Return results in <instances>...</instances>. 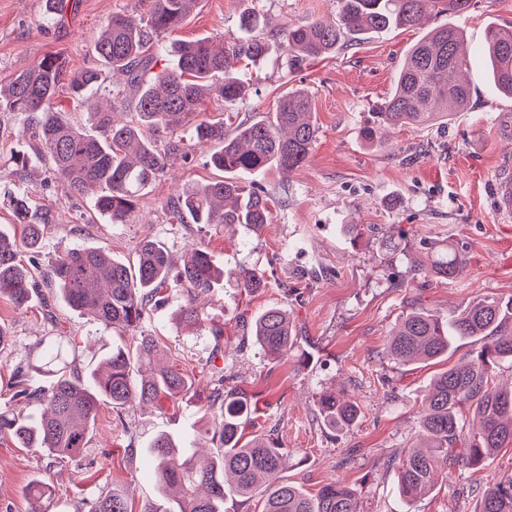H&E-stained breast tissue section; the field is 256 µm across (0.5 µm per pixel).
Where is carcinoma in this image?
Here are the masks:
<instances>
[{
  "label": "carcinoma",
  "mask_w": 512,
  "mask_h": 512,
  "mask_svg": "<svg viewBox=\"0 0 512 512\" xmlns=\"http://www.w3.org/2000/svg\"><path fill=\"white\" fill-rule=\"evenodd\" d=\"M198 0H155L145 18L115 15L102 25L94 55L114 72L127 75L134 88L135 120L112 123V113L100 111L106 94L123 100V91L109 88L102 71L87 68L75 74L69 94L87 106L103 131L93 137L55 99L64 70L59 55L48 54L15 75L0 88V106L26 117L35 140L34 152L50 166L66 197L92 199L95 209L113 224H128L137 215L140 198L177 156L188 158L180 131L207 96L229 108L242 100L243 81L234 76L242 63L256 64L269 51L256 34L259 17L240 19L246 34L230 47L217 48L207 40L174 43L167 52L173 67L152 73L151 46L179 28ZM472 0H338L336 18L290 23L278 33L287 53V67L299 68L325 58L347 39L373 32L411 28L432 15H464ZM486 48L492 80L512 97V28L491 26ZM467 52L463 33L443 25L429 31L408 53L394 86L377 106L373 122L360 129L368 143L379 139L385 125L423 126L449 121L464 111L471 86L464 76ZM309 93L288 92L272 115L238 125L232 132L219 122L194 125L190 140L206 153L207 162L224 177L203 186H188L170 202L172 219L189 215L196 224L269 223V200L250 178L271 168L292 171L308 159L318 135ZM22 225L28 252L41 248L48 218L32 220L28 202L18 196L4 200ZM463 267L460 255L437 250L423 272L441 279L455 278ZM224 272L214 266L204 248H196L174 267L172 255L155 240L141 242L135 262L112 258L105 249L73 248L57 255L39 277L23 264L16 244L0 232V294L12 304L27 307L40 288L59 294L63 303L106 329L137 331L162 303L165 295L183 292L188 299L179 309L178 324L200 322L202 309L193 295L215 287ZM247 295L267 287L264 270L251 268L231 274ZM44 337L31 369L47 377V384L29 388L22 376L13 382L14 404L0 410V435L22 448H37L55 459H79L94 430L98 407L130 409L151 404L160 411L178 405L195 393V379L174 365H160L157 341L145 334L134 337L135 347L112 346L98 363L81 370L76 344L62 335ZM251 341L264 356L286 360L299 351L300 339L288 310L272 305L249 321ZM463 338L482 344L471 354L437 373L422 403L418 424L429 441L427 449L409 448L393 460L397 492L409 504L435 485L437 463L448 468L481 470L496 451L512 444V387L497 388L493 376L502 362H512V300L492 296L472 300L460 314L443 317L427 309L406 314L386 343L387 356L399 365L446 361L453 345ZM217 376L208 402L205 433L214 448L205 453L174 444L160 433L148 448L156 463L158 502L147 501L140 512H224V501H250L261 494L263 512H360L356 489L341 481L323 485L310 494L286 482L288 450L275 434L245 438L249 408L243 393L224 389ZM318 413L330 432L356 424L360 410L346 391L320 392ZM479 418L480 427L467 432L464 411ZM47 483L34 479L26 493L35 504L48 495ZM478 512H512V481L486 478L473 486ZM86 512H131L123 488L85 502Z\"/></svg>",
  "instance_id": "cac0c4a2"
}]
</instances>
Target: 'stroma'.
Listing matches in <instances>:
<instances>
[{"instance_id":"35a3bbf8","label":"stroma","mask_w":512,"mask_h":512,"mask_svg":"<svg viewBox=\"0 0 512 512\" xmlns=\"http://www.w3.org/2000/svg\"><path fill=\"white\" fill-rule=\"evenodd\" d=\"M65 17L46 13V0H0V85L48 53L65 60L64 78L96 66L93 45L108 17L149 13L153 0H76ZM338 0H199L168 41L208 39L233 43L239 18L259 14L264 31L291 23L335 16ZM463 30L473 88L466 111L445 125L394 126L375 145L359 136L377 103L388 96L411 48L424 37L419 28L373 33L343 43L334 55L288 70L278 39H270L266 60L241 74L245 97L233 111L210 98L199 116L226 129L275 111L282 96L302 87L315 106L318 137L305 165L290 172L274 169L255 183L266 193L271 221L260 229L240 224L217 227L192 219L176 224L166 203L184 186L220 178L201 156L173 161L140 200L128 224H113L90 199H67L52 172L36 159L13 162L12 152L28 153L30 140L22 114L0 109V195L27 199L32 216L49 217L39 255L22 253L47 269L57 254L84 246L109 250L130 261L141 241H160L173 258L205 246L218 267H260L268 276L263 291L245 296L220 284L200 295V326L175 322L184 304L173 296L143 330L155 336L164 358L184 359L199 382L195 396L177 410L161 413L135 407L116 413L109 404L97 412L90 446L82 460H56L32 448L17 447L0 435V512H31L24 490L32 479L46 480L51 494L42 512H83L85 500L121 486L133 512L153 498L152 459L146 447L153 435L181 442L199 439L211 369L223 370L226 384L245 392L254 433L275 431L292 454L287 481L308 492L341 480L355 487L365 512H401L391 459L417 438V410L440 364L398 365L386 358L385 344L407 313L425 308L443 316L459 314L476 296L512 297V216L498 212L492 183L512 158V99L490 81L482 55L485 28L512 26V0H473L469 13L445 16ZM453 248L464 260L457 278L444 280L418 272L431 254ZM288 310L308 365L296 359L272 361L256 349L239 318L270 305ZM53 314L40 300L19 310L0 296V323L11 332L0 349V410L12 403L8 385L27 371L37 344L61 322L80 345L82 363L96 361L130 334L106 330L54 299ZM224 330L214 340L213 328ZM347 390L361 415L339 435L323 428L316 406L322 388ZM135 444V458L125 449ZM467 470L440 471L434 488L408 507L410 512H476Z\"/></svg>"}]
</instances>
